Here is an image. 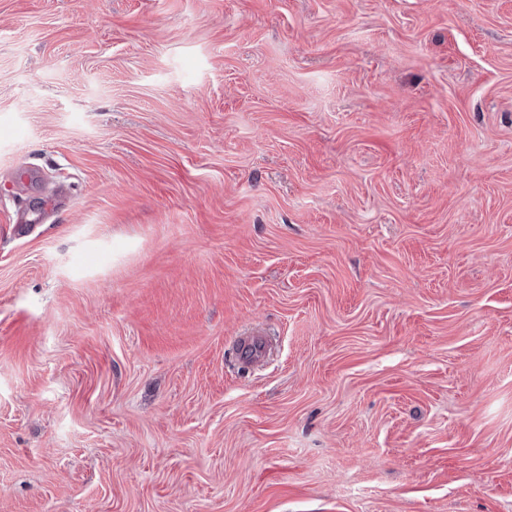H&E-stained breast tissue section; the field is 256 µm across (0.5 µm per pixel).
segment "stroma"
<instances>
[{
    "label": "stroma",
    "instance_id": "35a3bbf8",
    "mask_svg": "<svg viewBox=\"0 0 512 512\" xmlns=\"http://www.w3.org/2000/svg\"><path fill=\"white\" fill-rule=\"evenodd\" d=\"M0 512H512V0H0Z\"/></svg>",
    "mask_w": 512,
    "mask_h": 512
}]
</instances>
